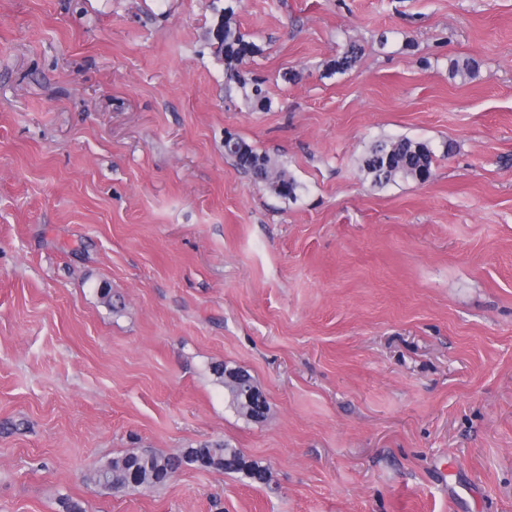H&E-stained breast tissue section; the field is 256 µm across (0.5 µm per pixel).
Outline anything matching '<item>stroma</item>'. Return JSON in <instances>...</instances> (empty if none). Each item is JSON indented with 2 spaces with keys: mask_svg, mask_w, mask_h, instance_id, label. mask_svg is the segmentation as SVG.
<instances>
[{
  "mask_svg": "<svg viewBox=\"0 0 512 512\" xmlns=\"http://www.w3.org/2000/svg\"><path fill=\"white\" fill-rule=\"evenodd\" d=\"M228 2L265 105L224 92ZM467 57L477 76L451 77ZM228 132L296 198L227 160ZM396 136L437 152L428 182L366 177ZM213 440L267 482L86 483ZM67 499L512 512V0H0V512ZM362 47L356 43H350L345 50L329 63L331 74H345L354 69L360 60Z\"/></svg>",
  "mask_w": 512,
  "mask_h": 512,
  "instance_id": "1",
  "label": "stroma"
}]
</instances>
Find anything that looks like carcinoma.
<instances>
[{"mask_svg":"<svg viewBox=\"0 0 512 512\" xmlns=\"http://www.w3.org/2000/svg\"><path fill=\"white\" fill-rule=\"evenodd\" d=\"M233 6L224 7V35L215 40L214 53L224 58L227 83L236 84L245 99L263 102L265 95L261 84L247 77L243 70L247 60L260 52V48L232 22ZM362 47L351 43L329 63L333 74H345L354 69L360 60ZM449 69L454 77L465 81L475 77L478 64L472 58L452 59ZM225 155L235 165L248 172L259 183L282 197L296 196L299 184L288 173L278 168L265 153L258 152L241 137L231 134L224 141ZM436 161L434 151L424 142L409 137L387 138L375 142L363 159V171L378 186L399 181L421 183L432 176ZM225 370L216 374L223 378L230 405L246 418H253L236 384L224 378ZM183 464H197L203 468L224 473H242L255 483L266 481V469L248 461L240 449L222 441L205 443L197 448H186L176 455H165L152 450L130 452L96 466L86 477L87 482L109 491L128 488L154 489L165 485Z\"/></svg>","mask_w":512,"mask_h":512,"instance_id":"cac0c4a2","label":"carcinoma"}]
</instances>
